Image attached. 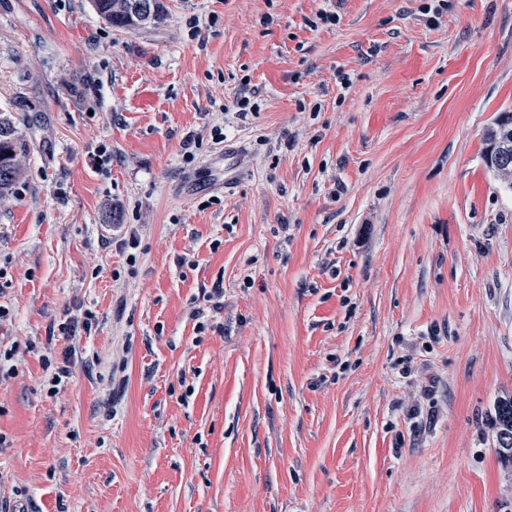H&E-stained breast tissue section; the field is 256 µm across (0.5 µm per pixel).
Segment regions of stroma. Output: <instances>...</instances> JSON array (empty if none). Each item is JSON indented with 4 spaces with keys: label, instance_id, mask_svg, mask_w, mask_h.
Wrapping results in <instances>:
<instances>
[{
    "label": "stroma",
    "instance_id": "stroma-1",
    "mask_svg": "<svg viewBox=\"0 0 512 512\" xmlns=\"http://www.w3.org/2000/svg\"><path fill=\"white\" fill-rule=\"evenodd\" d=\"M433 2L0 0V501L512 512V0ZM134 0H92L96 12L116 30H132L146 25L159 24L165 13V5L159 3V8L154 16L143 23L142 26H135L131 21L130 7ZM10 152V155H7ZM24 152L22 134L7 115L0 117V198L7 195L21 176L19 155ZM486 162L488 167L512 188V113L506 112L500 124L486 133ZM492 425L496 432L498 456L502 463H512V400H501L492 417Z\"/></svg>",
    "mask_w": 512,
    "mask_h": 512
}]
</instances>
